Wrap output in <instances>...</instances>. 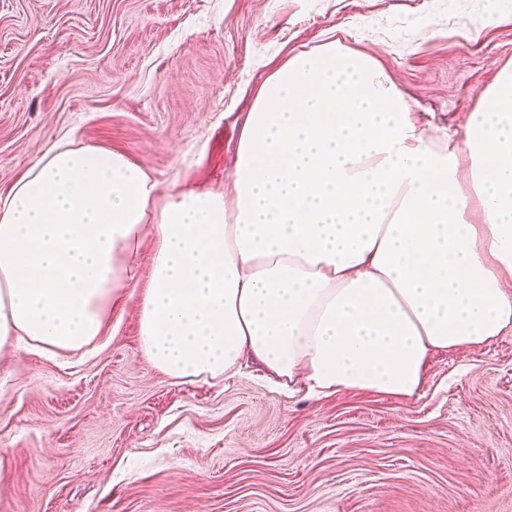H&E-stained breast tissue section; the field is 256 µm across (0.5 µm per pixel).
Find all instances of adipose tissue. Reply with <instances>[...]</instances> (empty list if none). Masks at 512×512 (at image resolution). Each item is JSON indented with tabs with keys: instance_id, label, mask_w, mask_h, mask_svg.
Returning a JSON list of instances; mask_svg holds the SVG:
<instances>
[{
	"instance_id": "obj_1",
	"label": "adipose tissue",
	"mask_w": 512,
	"mask_h": 512,
	"mask_svg": "<svg viewBox=\"0 0 512 512\" xmlns=\"http://www.w3.org/2000/svg\"><path fill=\"white\" fill-rule=\"evenodd\" d=\"M429 125L330 41L259 87L223 193L54 145L0 193V349L94 342L151 235L140 347L169 377L421 398L433 353L512 333V70L462 138Z\"/></svg>"
}]
</instances>
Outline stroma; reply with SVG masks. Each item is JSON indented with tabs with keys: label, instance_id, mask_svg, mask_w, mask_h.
<instances>
[{
	"label": "stroma",
	"instance_id": "1",
	"mask_svg": "<svg viewBox=\"0 0 512 512\" xmlns=\"http://www.w3.org/2000/svg\"><path fill=\"white\" fill-rule=\"evenodd\" d=\"M333 39L456 127L512 66V0H0V191L62 140L223 190L259 86ZM153 248L91 346L0 351V512H512V334L410 401L177 381L139 343Z\"/></svg>",
	"mask_w": 512,
	"mask_h": 512
}]
</instances>
